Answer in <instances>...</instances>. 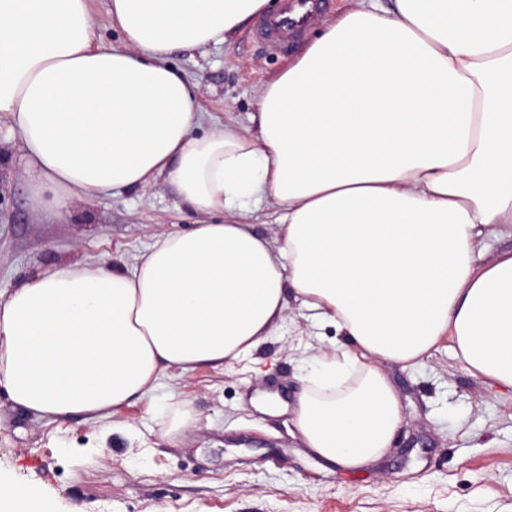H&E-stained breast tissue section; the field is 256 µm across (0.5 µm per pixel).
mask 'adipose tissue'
<instances>
[{
  "mask_svg": "<svg viewBox=\"0 0 512 512\" xmlns=\"http://www.w3.org/2000/svg\"><path fill=\"white\" fill-rule=\"evenodd\" d=\"M268 0H0V114L36 209L169 186L201 214L133 263L77 262L0 289V387L48 422H108L171 371L247 358L289 300L351 345L314 358L305 447L353 471L402 423L383 361L447 341L512 388V0H357L261 91L251 129L205 127L169 63L220 45ZM268 209L272 245L245 224ZM106 2L105 0L91 1L93 17L102 39L114 46H120V37L118 32L112 28L110 18L106 11Z\"/></svg>",
  "mask_w": 512,
  "mask_h": 512,
  "instance_id": "adipose-tissue-1",
  "label": "adipose tissue"
}]
</instances>
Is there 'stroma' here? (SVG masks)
Segmentation results:
<instances>
[{"label":"stroma","mask_w":512,"mask_h":512,"mask_svg":"<svg viewBox=\"0 0 512 512\" xmlns=\"http://www.w3.org/2000/svg\"><path fill=\"white\" fill-rule=\"evenodd\" d=\"M290 59L246 28L169 62L199 84L210 122L242 127ZM196 220L170 187L116 190L50 219L25 179L2 178L0 289L64 263L132 261ZM288 314L249 358L164 379L106 435L79 416L37 419L0 388V475L36 488L52 512H512V390L473 379L443 344L415 369L381 362L404 424L383 457L339 470L304 447L293 411L308 360L344 336L311 327L298 302ZM171 399L195 412L174 438L149 413Z\"/></svg>","instance_id":"35a3bbf8"}]
</instances>
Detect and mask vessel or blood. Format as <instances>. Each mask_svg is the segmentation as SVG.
<instances>
[{
    "label": "vessel or blood",
    "mask_w": 512,
    "mask_h": 512,
    "mask_svg": "<svg viewBox=\"0 0 512 512\" xmlns=\"http://www.w3.org/2000/svg\"><path fill=\"white\" fill-rule=\"evenodd\" d=\"M323 0H280L276 13L262 16L252 35L280 52H287L302 38L311 21L321 12Z\"/></svg>",
    "instance_id": "obj_1"
}]
</instances>
